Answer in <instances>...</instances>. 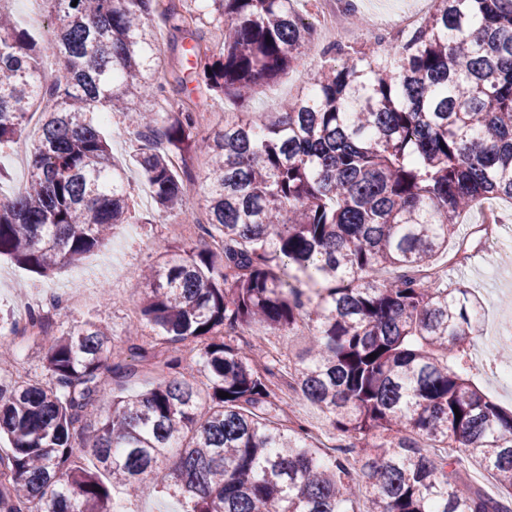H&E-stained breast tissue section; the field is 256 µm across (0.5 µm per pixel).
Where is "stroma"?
I'll list each match as a JSON object with an SVG mask.
<instances>
[{"mask_svg":"<svg viewBox=\"0 0 512 512\" xmlns=\"http://www.w3.org/2000/svg\"><path fill=\"white\" fill-rule=\"evenodd\" d=\"M156 32L159 48L157 77L166 85L167 95L161 99L143 96L137 99L136 105L150 112H165L181 99L174 78L182 69L184 49L191 47L193 42L190 35L174 31L161 22L157 23ZM321 63L322 59L316 52L302 55L293 70L260 90L250 101L249 111H278L283 102L304 86L309 73ZM103 132L112 148L115 163L128 173V191L135 202L137 214L143 219L142 224L118 230L105 247L48 278L29 272L9 257H1L0 308L12 309L16 297L63 287L79 272L83 275L82 286L90 299L81 306L61 312L53 310L50 305H43L48 335L54 336L71 326L91 321L107 325L114 342L126 346L130 343L127 330L139 321L137 312L145 292L138 272L143 267L156 264L157 244H165L177 252L203 246L205 236L199 222L206 217L204 177L208 164L200 153L188 163L187 171L192 182L184 199V208L197 224L188 233L173 235L169 233L166 221L152 218L155 205L151 191L135 162L138 144L126 132L122 117L110 116L103 124ZM484 250L485 259L472 265L446 266L445 283L451 288L469 289L479 299L482 305L481 334L476 342L488 344L490 354L485 358L472 355L473 379L492 400L510 409L512 386L501 385L496 379V371L501 367L512 368V358L502 357L500 353L503 338L512 329V223L504 225L499 241L485 245ZM278 385L281 393L275 402L280 408V422L292 420L303 423L319 445H326L331 432L324 413L316 405L288 394L287 377H280Z\"/></svg>","mask_w":512,"mask_h":512,"instance_id":"35a3bbf8","label":"stroma"}]
</instances>
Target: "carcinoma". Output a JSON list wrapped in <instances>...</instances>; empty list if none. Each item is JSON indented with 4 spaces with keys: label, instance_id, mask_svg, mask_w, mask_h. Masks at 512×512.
I'll return each mask as SVG.
<instances>
[{
    "label": "carcinoma",
    "instance_id": "1",
    "mask_svg": "<svg viewBox=\"0 0 512 512\" xmlns=\"http://www.w3.org/2000/svg\"><path fill=\"white\" fill-rule=\"evenodd\" d=\"M42 2L60 26L38 44L0 0V149L51 102L25 185L0 192V255L48 276L136 223L104 113L143 143L161 216L188 192L174 158L209 157L202 230L223 247L166 249L144 274L141 323L170 345L150 366L167 376L112 399L96 427L107 375L131 372L109 362L142 350L113 345L102 325L46 341L48 382L0 381V512H110V484L165 490L183 512H512V410L469 377L477 303L417 276L476 199L512 201V0H440L400 44L330 48L305 94L259 113L241 108L293 67L314 27L297 0H202L223 41L192 50L190 75L240 108L204 137L189 107L132 106L167 93L154 17L187 30L175 0ZM45 57L63 64L50 85ZM256 323L306 330L290 387L346 441L336 454L270 416L280 369L255 367L230 336ZM188 343L201 386L172 375ZM84 451L93 466L76 462ZM469 459L497 492L463 478Z\"/></svg>",
    "mask_w": 512,
    "mask_h": 512
}]
</instances>
